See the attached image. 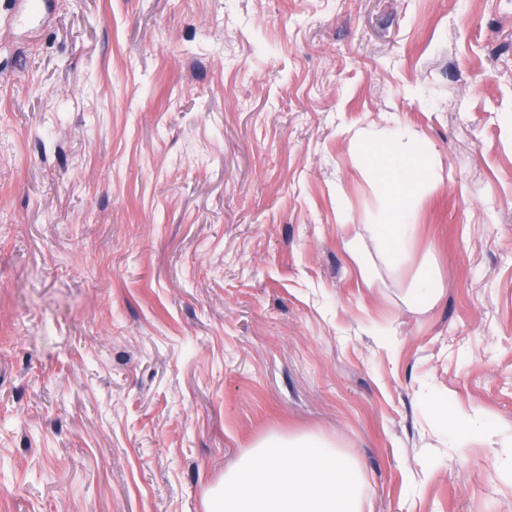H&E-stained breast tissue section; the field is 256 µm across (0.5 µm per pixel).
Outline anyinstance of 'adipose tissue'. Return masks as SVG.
I'll return each instance as SVG.
<instances>
[{"mask_svg": "<svg viewBox=\"0 0 512 512\" xmlns=\"http://www.w3.org/2000/svg\"><path fill=\"white\" fill-rule=\"evenodd\" d=\"M430 148L399 128L363 142L359 158L381 181L383 218L368 235L393 257L415 235L413 201L430 182ZM357 462L326 441L272 435L246 451L206 499V512H361Z\"/></svg>", "mask_w": 512, "mask_h": 512, "instance_id": "obj_1", "label": "adipose tissue"}]
</instances>
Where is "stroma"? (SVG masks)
Wrapping results in <instances>:
<instances>
[{"mask_svg":"<svg viewBox=\"0 0 512 512\" xmlns=\"http://www.w3.org/2000/svg\"><path fill=\"white\" fill-rule=\"evenodd\" d=\"M43 2L0 28V512H205L273 433L363 512H512V0ZM394 123L402 262L357 163ZM430 157L426 141L397 127L361 145L359 158L382 182L385 196L382 220L368 224L366 230L395 259L404 255L414 238L413 201L431 183Z\"/></svg>","mask_w":512,"mask_h":512,"instance_id":"1","label":"stroma"}]
</instances>
